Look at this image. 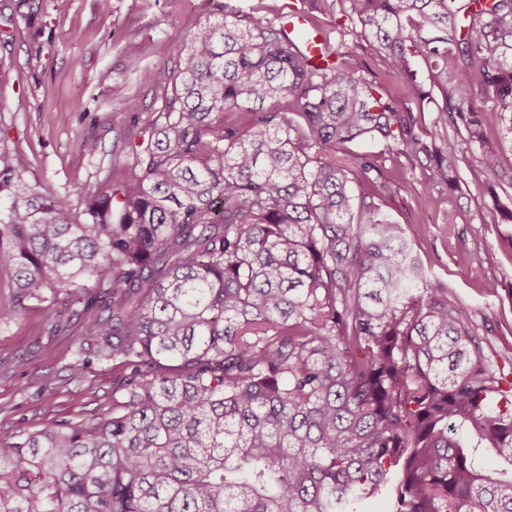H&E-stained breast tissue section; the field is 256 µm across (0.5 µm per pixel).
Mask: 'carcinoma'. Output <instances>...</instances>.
Listing matches in <instances>:
<instances>
[{"instance_id": "cac0c4a2", "label": "carcinoma", "mask_w": 512, "mask_h": 512, "mask_svg": "<svg viewBox=\"0 0 512 512\" xmlns=\"http://www.w3.org/2000/svg\"><path fill=\"white\" fill-rule=\"evenodd\" d=\"M308 2L309 23L336 18L333 64L272 7L220 6L176 69L145 74L163 106L127 126L133 162L79 212L0 153L8 309L95 313L71 370H119L112 414L0 439V512H512V379L383 197L354 189L380 172L355 143L423 155L451 189L457 144L349 65L372 43L421 108L415 58L432 60L437 111L497 174L466 100L512 125V0Z\"/></svg>"}]
</instances>
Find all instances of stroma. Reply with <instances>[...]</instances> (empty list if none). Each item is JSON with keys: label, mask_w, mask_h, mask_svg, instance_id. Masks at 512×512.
I'll return each instance as SVG.
<instances>
[{"label": "stroma", "mask_w": 512, "mask_h": 512, "mask_svg": "<svg viewBox=\"0 0 512 512\" xmlns=\"http://www.w3.org/2000/svg\"><path fill=\"white\" fill-rule=\"evenodd\" d=\"M217 0H0V152L24 162L23 179L46 198L80 202L107 171L130 157L118 138L131 118L148 123L162 105L146 71L175 68L173 45L214 13ZM142 48L138 58L128 43ZM96 141L84 154V141ZM497 179L475 150L448 188L429 162L406 172L384 161L371 190L383 194L432 280L448 288L457 315L477 329L496 361L512 359V224L493 218ZM52 318L33 306L0 313V437L47 420L84 422L112 409L117 372L90 364L73 375L72 337L55 336ZM53 385L37 386L44 375Z\"/></svg>", "instance_id": "1"}]
</instances>
